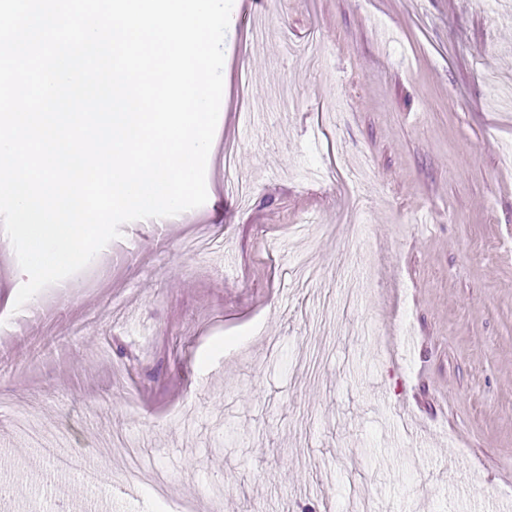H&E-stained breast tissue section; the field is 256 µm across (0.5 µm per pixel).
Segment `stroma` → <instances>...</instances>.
Segmentation results:
<instances>
[{"mask_svg": "<svg viewBox=\"0 0 512 512\" xmlns=\"http://www.w3.org/2000/svg\"><path fill=\"white\" fill-rule=\"evenodd\" d=\"M224 55L203 206L37 306L0 250V512L512 507V0H234Z\"/></svg>", "mask_w": 512, "mask_h": 512, "instance_id": "1", "label": "stroma"}]
</instances>
